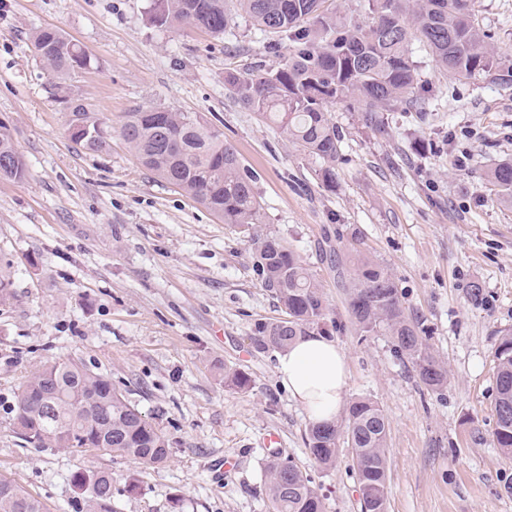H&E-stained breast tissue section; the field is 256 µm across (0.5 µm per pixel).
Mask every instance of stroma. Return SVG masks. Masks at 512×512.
Here are the masks:
<instances>
[{
    "label": "stroma",
    "instance_id": "obj_1",
    "mask_svg": "<svg viewBox=\"0 0 512 512\" xmlns=\"http://www.w3.org/2000/svg\"><path fill=\"white\" fill-rule=\"evenodd\" d=\"M153 0H0V122L27 176L0 178V478L45 512H83L71 474L107 469L119 512H269L263 438L277 430L325 496V512H361L353 450L336 465L308 453V420L253 343L257 322L280 316L237 227L145 169L124 143L127 112L156 106L196 113L234 147L261 198L260 232L284 237L323 285L334 340L346 355L345 402L384 411L387 512H512V454L496 448L495 348L512 334V204L487 172L512 158V83L462 81L419 42L418 106L386 113L376 138L360 112L338 105L336 183L315 159L245 109L226 68L276 64L243 15L230 38L159 27ZM492 46L512 58V0H478ZM60 30L92 56L55 87L33 54L40 28ZM106 122L109 150L69 133L71 104ZM467 156L465 167L455 164ZM392 273L407 313L448 369L430 391L386 336H358L345 305L354 240ZM483 298L470 297L472 282ZM75 361L107 376L170 439L168 462L146 467L89 450L22 445L9 410L42 365ZM229 365L251 378L225 386ZM234 470L220 473L224 458ZM139 488L130 493L129 481Z\"/></svg>",
    "mask_w": 512,
    "mask_h": 512
}]
</instances>
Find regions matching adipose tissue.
Segmentation results:
<instances>
[{
	"instance_id": "obj_1",
	"label": "adipose tissue",
	"mask_w": 512,
	"mask_h": 512,
	"mask_svg": "<svg viewBox=\"0 0 512 512\" xmlns=\"http://www.w3.org/2000/svg\"><path fill=\"white\" fill-rule=\"evenodd\" d=\"M276 370L310 423L337 419L347 386V365L334 340L316 333L299 337L278 353Z\"/></svg>"
}]
</instances>
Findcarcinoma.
<instances>
[{"label": "carcinoma", "mask_w": 512, "mask_h": 512, "mask_svg": "<svg viewBox=\"0 0 512 512\" xmlns=\"http://www.w3.org/2000/svg\"><path fill=\"white\" fill-rule=\"evenodd\" d=\"M254 25L272 36L269 49L288 42V57L248 73L228 70L224 84L248 110L276 125L279 133L319 161L316 176L326 188L336 179L341 135L328 107L346 105L362 113L368 128L389 136L383 113L399 104L415 106L419 73L409 52L425 43L436 63L464 80L505 82L508 68L489 47L491 34L480 24L476 0H356L364 12L328 6L330 0H234ZM154 22L192 26L214 36L231 32L228 0H155ZM33 49L47 71L67 80L91 66L80 45L53 28L38 30ZM72 139L91 152L108 146L105 122L80 104L71 107ZM122 136L139 163L168 185L205 206L226 224L248 231L261 222L262 206L252 178L243 170L224 134L195 113L145 106L125 115ZM26 164L11 130L0 123V177L20 181ZM488 180L504 200H512V161L498 165ZM262 285L282 315L255 325L259 350H282L311 332L329 334L322 285L288 242L274 233L252 238ZM356 268L346 289V305L357 335L389 336L408 358L420 381L438 391L448 380L432 354L424 329L409 316L392 274L378 260L352 248ZM496 363L497 446L512 451V334L500 339ZM224 385L243 391L250 377L224 367ZM12 421L21 439L37 447L84 450L83 440L111 439L105 453L147 466L167 461L170 441L110 379L76 362H54L35 370L19 387ZM347 439L356 459L361 512H386L388 421L380 406L354 400L346 419ZM340 426L311 425L306 449L321 465L336 464ZM269 512H324L323 497L292 461L266 462ZM88 512H116L112 472L78 469L70 476ZM0 512H44L43 504L16 483L0 478Z\"/></svg>", "instance_id": "carcinoma-1"}]
</instances>
